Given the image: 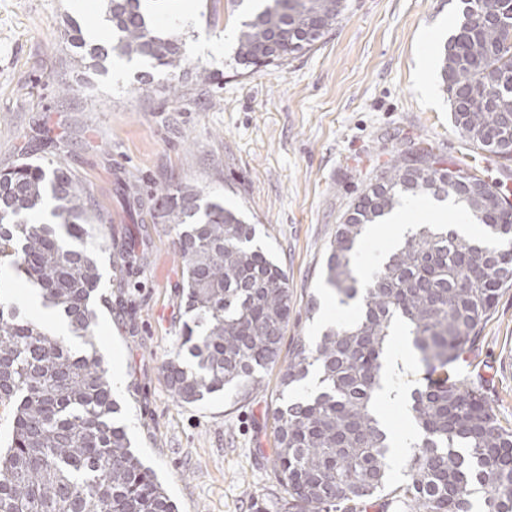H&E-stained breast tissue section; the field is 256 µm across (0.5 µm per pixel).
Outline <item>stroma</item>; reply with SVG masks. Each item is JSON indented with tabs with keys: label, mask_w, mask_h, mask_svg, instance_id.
I'll return each mask as SVG.
<instances>
[{
	"label": "stroma",
	"mask_w": 512,
	"mask_h": 512,
	"mask_svg": "<svg viewBox=\"0 0 512 512\" xmlns=\"http://www.w3.org/2000/svg\"><path fill=\"white\" fill-rule=\"evenodd\" d=\"M250 8L249 0H170L160 24H177L188 58L215 76H187L175 94L164 71L143 85V64L128 63L118 78L76 61L65 20L90 30L102 0H0V171L22 160L59 162L91 187L106 293L120 287L113 239L132 219L144 226L147 260L125 288L129 305L99 307L95 336L131 441L177 512H284L271 465L280 374L264 371L262 388L243 399L232 390L195 404L172 396L162 367L180 349L184 258L177 228L156 217V192L193 185L255 225V245L288 275V343L315 340L327 310L350 322L351 305L324 284L327 249L396 146L432 142L448 163L476 167L512 198V164L461 137L441 77L417 62L421 50L438 52L455 34L460 0H348L312 51L255 70L234 60V35ZM386 359L395 395L378 409L400 436L408 393L425 384V370L397 335ZM455 376L483 379L512 426V287Z\"/></svg>",
	"instance_id": "obj_1"
}]
</instances>
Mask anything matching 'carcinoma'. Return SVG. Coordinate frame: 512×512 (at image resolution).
I'll return each instance as SVG.
<instances>
[{"label":"carcinoma","mask_w":512,"mask_h":512,"mask_svg":"<svg viewBox=\"0 0 512 512\" xmlns=\"http://www.w3.org/2000/svg\"><path fill=\"white\" fill-rule=\"evenodd\" d=\"M167 0H105L112 40L87 42L67 20L78 62L95 71L118 57L166 71L169 89L194 69L183 34L155 18ZM457 33L444 45L441 74L451 119L481 146L512 113V0H464ZM347 0H264L241 23L236 59L249 68L279 65L326 37ZM429 194L464 204L488 228L492 244L446 224H420L358 287L354 258L363 233L403 195ZM504 196L474 167L451 169L435 145L399 150L348 209L330 242L324 281L342 304L359 300L361 316L313 343L298 339L280 373L282 391L320 368L319 391L294 397L273 413V469L289 512H363L382 496L406 512H512V426L503 425L482 382L452 374L473 350L480 325L504 288L512 287V223L494 224ZM165 222L177 226L185 259L181 300L191 321L180 328L181 353L163 375L172 396L193 404L234 389L247 395L260 371L279 363L294 309L288 276L251 245L243 214L194 186L167 188ZM97 209L90 189L62 165L22 162L0 173V260L36 289L43 305L68 323L71 342L20 317L0 300V512H176L154 471L132 448L108 368L94 343L99 292L96 248L88 245ZM130 272L140 255L128 242L115 252ZM425 366L440 377L411 393L417 428L404 461L407 481L388 483L390 444L377 417L386 344L397 327Z\"/></svg>","instance_id":"carcinoma-1"}]
</instances>
